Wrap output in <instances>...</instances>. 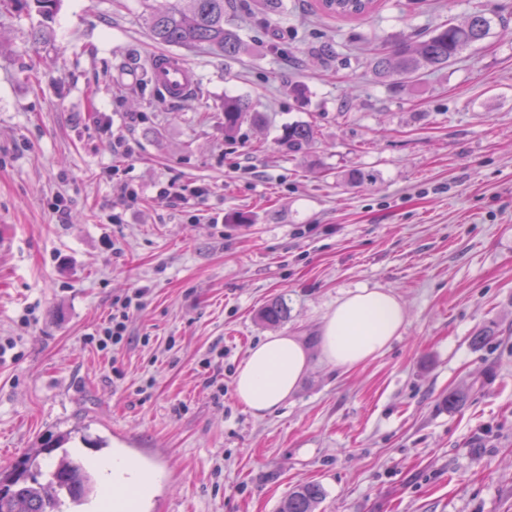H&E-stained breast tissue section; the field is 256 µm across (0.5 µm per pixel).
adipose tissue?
Segmentation results:
<instances>
[{
  "instance_id": "ef3b65f1",
  "label": "adipose tissue",
  "mask_w": 512,
  "mask_h": 512,
  "mask_svg": "<svg viewBox=\"0 0 512 512\" xmlns=\"http://www.w3.org/2000/svg\"><path fill=\"white\" fill-rule=\"evenodd\" d=\"M407 320L404 303L391 291L360 288L348 293L324 317L318 351H311L298 337L280 334L251 347L235 375L236 399L253 416H265L296 393L314 358L339 369H353L388 351L401 337ZM98 467L116 506L142 501L153 483L152 477L118 454Z\"/></svg>"
}]
</instances>
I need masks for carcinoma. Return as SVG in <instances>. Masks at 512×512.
I'll list each match as a JSON object with an SVG mask.
<instances>
[{
  "instance_id": "obj_1",
  "label": "carcinoma",
  "mask_w": 512,
  "mask_h": 512,
  "mask_svg": "<svg viewBox=\"0 0 512 512\" xmlns=\"http://www.w3.org/2000/svg\"><path fill=\"white\" fill-rule=\"evenodd\" d=\"M228 0H152L147 6V24L152 38L167 46L201 49L234 58L245 50L238 32L224 25V4ZM374 0H319L327 15L359 18L371 13ZM60 0H0V11L18 8L34 12L44 19L58 10ZM491 18L485 13L471 15L465 22H452L429 35H410L382 49L372 57V71L380 80L391 79L404 85L427 69L454 63L465 49L484 40ZM264 122L263 113L243 97L224 98V138L231 140L241 124ZM312 125L297 122L288 125L280 144L293 154L304 152L314 141ZM288 309L279 299L268 303L261 319L271 325L287 318ZM66 435L32 448L23 459L7 470L0 468V512H64L71 504L80 505L95 492L92 474L74 462L68 449L61 447ZM58 453L47 470L37 460ZM324 491L317 483L296 485L279 505L278 512H316Z\"/></svg>"
}]
</instances>
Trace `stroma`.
Returning <instances> with one entry per match:
<instances>
[{
    "mask_svg": "<svg viewBox=\"0 0 512 512\" xmlns=\"http://www.w3.org/2000/svg\"><path fill=\"white\" fill-rule=\"evenodd\" d=\"M262 4L224 12L238 57L181 50L199 83L178 101L147 77L162 46L145 0L0 14V467L66 433L88 470L119 452L157 475L147 512H278L304 481L317 512H512V0H378L360 21ZM478 11L490 32L456 63L412 88L374 77L376 50ZM228 94L265 124L226 140ZM293 122L317 132L295 157ZM170 182L208 193L176 207ZM125 184L138 197L108 223ZM364 287L407 308L391 349L314 363L273 412L244 411L248 349L274 332L316 345ZM138 288L126 343L99 349ZM276 298L271 326L258 311Z\"/></svg>",
    "mask_w": 512,
    "mask_h": 512,
    "instance_id": "obj_1",
    "label": "stroma"
}]
</instances>
